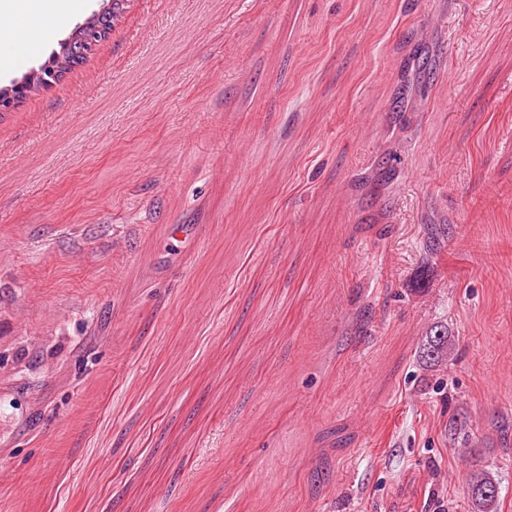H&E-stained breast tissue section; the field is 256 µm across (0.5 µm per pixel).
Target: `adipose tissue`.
Here are the masks:
<instances>
[{"label": "adipose tissue", "instance_id": "ef3b65f1", "mask_svg": "<svg viewBox=\"0 0 512 512\" xmlns=\"http://www.w3.org/2000/svg\"><path fill=\"white\" fill-rule=\"evenodd\" d=\"M87 0H0V17L10 27L0 30V76L35 58L55 40L59 19L85 12Z\"/></svg>", "mask_w": 512, "mask_h": 512}]
</instances>
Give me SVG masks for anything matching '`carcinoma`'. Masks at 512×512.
Returning a JSON list of instances; mask_svg holds the SVG:
<instances>
[{
    "mask_svg": "<svg viewBox=\"0 0 512 512\" xmlns=\"http://www.w3.org/2000/svg\"><path fill=\"white\" fill-rule=\"evenodd\" d=\"M112 21V9L108 8L82 27L74 29L68 38L60 43L59 51L49 57L50 66L43 65L24 78L23 83L28 85V92L33 93L43 87L48 79L54 82L59 80L63 74L85 61L97 43L109 33ZM447 353L448 329L437 326L430 331L420 351L421 358L432 364L442 360ZM468 492L473 512H492L493 505L499 497L500 487L490 472L478 469L469 474Z\"/></svg>",
    "mask_w": 512,
    "mask_h": 512,
    "instance_id": "1",
    "label": "carcinoma"
}]
</instances>
